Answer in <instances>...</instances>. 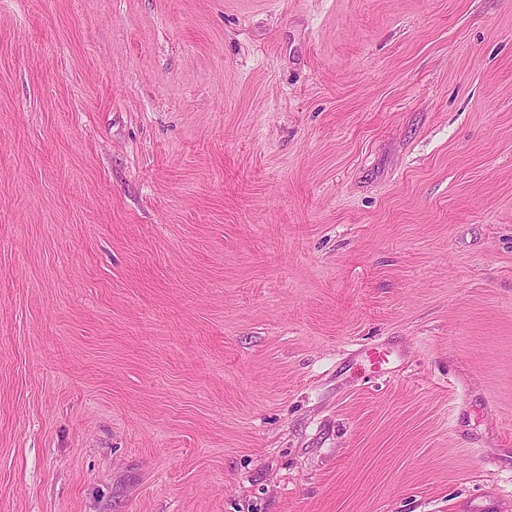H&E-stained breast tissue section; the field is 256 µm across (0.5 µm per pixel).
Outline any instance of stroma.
Here are the masks:
<instances>
[{
    "label": "stroma",
    "mask_w": 512,
    "mask_h": 512,
    "mask_svg": "<svg viewBox=\"0 0 512 512\" xmlns=\"http://www.w3.org/2000/svg\"><path fill=\"white\" fill-rule=\"evenodd\" d=\"M0 512H512V0H0Z\"/></svg>",
    "instance_id": "1"
}]
</instances>
